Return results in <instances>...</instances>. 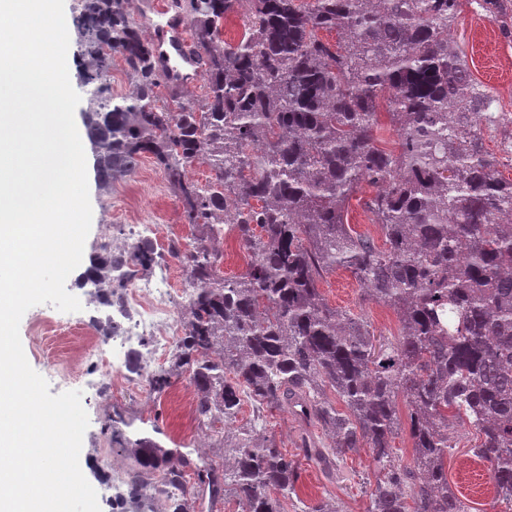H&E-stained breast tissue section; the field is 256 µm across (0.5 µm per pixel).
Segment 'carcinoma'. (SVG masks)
Masks as SVG:
<instances>
[{
    "instance_id": "carcinoma-1",
    "label": "carcinoma",
    "mask_w": 512,
    "mask_h": 512,
    "mask_svg": "<svg viewBox=\"0 0 512 512\" xmlns=\"http://www.w3.org/2000/svg\"><path fill=\"white\" fill-rule=\"evenodd\" d=\"M126 2L84 0L78 18L97 178L108 186L150 155L198 230L170 248L196 292L152 391L188 379L204 426L235 419L245 398L256 408L228 444L231 470L163 446L157 425L129 433L121 414L107 417L103 432L132 460L129 501L147 512L158 491L184 512L186 495L214 503L230 493L242 512H287L297 466L258 427L268 409H297L330 434L304 442L314 462L369 450L379 477L366 512H469L444 469L461 427L477 435L472 455L512 512V224L502 223L512 179L483 144L484 130L505 125L494 95L448 38L460 0H184L206 95L172 93L167 106L155 49ZM469 3L512 39V0ZM239 12L244 33L231 44L224 26ZM116 55L135 91L114 98ZM383 105L399 125L396 154L375 144ZM201 152L211 170L203 183L185 176ZM364 180L378 186L367 207L382 249L344 221ZM227 230L250 257L231 278L212 246ZM112 266L104 247L84 283L125 287ZM340 268L396 311L397 337L329 306L318 282ZM405 428L411 467L394 456Z\"/></svg>"
}]
</instances>
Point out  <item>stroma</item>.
I'll list each match as a JSON object with an SVG mask.
<instances>
[{
	"label": "stroma",
	"instance_id": "35a3bbf8",
	"mask_svg": "<svg viewBox=\"0 0 512 512\" xmlns=\"http://www.w3.org/2000/svg\"><path fill=\"white\" fill-rule=\"evenodd\" d=\"M450 37L464 46L474 78L493 92L503 111L512 110V87L501 80L502 70L512 67V41L501 35L498 24L492 22L486 29H477L473 9L466 5L451 26ZM83 147L93 217L82 261L66 280L67 291L75 296L81 294L83 276L105 236L123 237L131 217H138L143 224L160 225L162 232L176 234L183 240L190 239L193 232L183 218L163 170L152 158L142 156L131 176L106 187L97 180L96 154L91 142H84ZM374 192L372 184L361 183L345 209L344 218L355 233L370 237L379 246L383 239L365 206ZM320 288L331 306L366 318L376 333L398 335L399 322L394 310L382 303L366 301L361 283L349 270L339 269L325 275ZM37 313L33 307L24 314L20 337L29 364L41 374L52 363L64 360L68 352L77 350L78 341L67 334L42 339L33 325ZM186 385V380H176L161 394L132 388L108 403L102 402L100 392L83 388L82 405L89 426L83 437L79 463L87 481L97 491L101 512H121L113 495L102 487L103 470L110 468L122 473L131 463L127 455L113 450L109 435L102 431L103 422L111 413L120 412L138 432L160 426L166 447L201 450L206 460L219 465L224 462V451L217 446L221 436L250 424L254 407L246 401L235 421L210 428L199 425L194 402L182 398ZM265 420L268 435L297 461L298 501L310 504L326 498L336 503L339 512H365L378 476L368 450L347 454L340 462L339 476L330 478L317 466L298 457L303 438L326 441L327 435L319 425L297 419L284 410L267 413ZM475 443L473 431L461 430L459 444L446 463L448 484L469 505L471 512H498L489 472L472 455Z\"/></svg>",
	"mask_w": 512,
	"mask_h": 512
}]
</instances>
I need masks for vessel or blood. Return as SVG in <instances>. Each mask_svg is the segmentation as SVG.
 I'll list each match as a JSON object with an SVG mask.
<instances>
[{"instance_id": "1", "label": "vessel or blood", "mask_w": 512, "mask_h": 512, "mask_svg": "<svg viewBox=\"0 0 512 512\" xmlns=\"http://www.w3.org/2000/svg\"><path fill=\"white\" fill-rule=\"evenodd\" d=\"M143 8L158 17L152 25L155 54L170 87L177 90L196 82L200 77V67L185 36V12L170 10L162 5L161 0H143Z\"/></svg>"}]
</instances>
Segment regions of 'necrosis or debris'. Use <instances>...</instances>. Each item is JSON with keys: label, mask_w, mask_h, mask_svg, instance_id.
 <instances>
[{"label": "necrosis or debris", "mask_w": 512, "mask_h": 512, "mask_svg": "<svg viewBox=\"0 0 512 512\" xmlns=\"http://www.w3.org/2000/svg\"><path fill=\"white\" fill-rule=\"evenodd\" d=\"M178 299L165 281L131 271L128 284L113 296L109 289H93L79 315L43 318L40 329L80 326L86 328V356L99 372L110 370L112 350L119 347L135 354L139 372L135 380L114 379L113 389L147 385L150 376L179 335Z\"/></svg>", "instance_id": "necrosis-or-debris-1"}]
</instances>
